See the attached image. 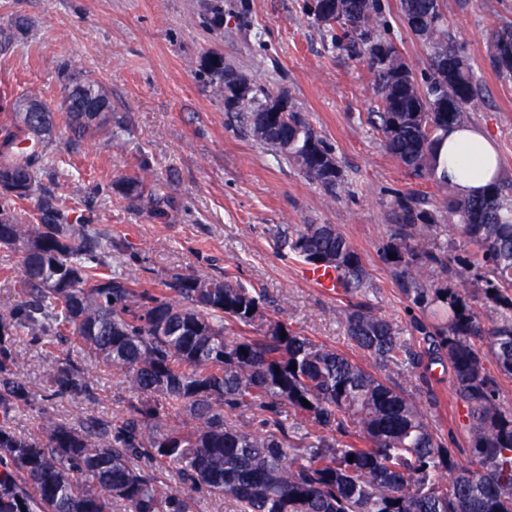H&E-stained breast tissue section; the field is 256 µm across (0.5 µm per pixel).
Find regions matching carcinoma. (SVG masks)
I'll list each match as a JSON object with an SVG mask.
<instances>
[{"label":"carcinoma","mask_w":512,"mask_h":512,"mask_svg":"<svg viewBox=\"0 0 512 512\" xmlns=\"http://www.w3.org/2000/svg\"><path fill=\"white\" fill-rule=\"evenodd\" d=\"M400 13L431 48L420 80L401 53H382L389 40L380 0H336V11L318 23L332 47L374 66L380 107L368 121L389 152L446 194L448 180L437 171L441 133L471 123L479 83L448 40L441 0H400ZM489 60L512 75V28L495 34ZM206 69L224 109L257 142L277 144L274 153L327 198L346 191L333 151L300 113L290 109L263 126L259 117L277 99L257 87L233 94L220 55ZM59 80L57 109L72 139L102 131L120 145L103 87L73 76L66 63ZM19 98L36 111L12 109L0 123V173L17 187L0 189V248L18 255L20 275L18 298L0 304V512H195L196 493L231 498L237 512H512V409L484 366L489 359L512 375V194L500 183L479 196L446 197L433 213L396 197L405 220L384 258L406 298L439 319L418 326L428 342L423 354L397 322L348 304L339 315L365 364L273 318L262 292L226 275L174 273L155 284L113 270L121 245L88 219L74 222L72 209L43 185L55 113L32 90ZM138 169L119 182L121 193L167 217L149 163ZM444 224L456 226L459 238L439 240ZM288 248L310 267L335 271L349 298L372 287L361 254L333 224L302 225ZM450 263L460 282L476 277L480 299L431 281ZM485 308L496 314L489 324ZM20 334L33 343L74 336L142 401L114 423L59 421L50 407L88 394L91 373L66 356L51 387H37L20 377ZM445 360L466 420L463 460L387 375ZM21 404L39 406V431L21 434L11 425ZM182 414L184 422H171ZM173 467L181 490L164 480Z\"/></svg>","instance_id":"carcinoma-1"}]
</instances>
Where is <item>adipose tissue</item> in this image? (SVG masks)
I'll return each mask as SVG.
<instances>
[{
    "label": "adipose tissue",
    "mask_w": 512,
    "mask_h": 512,
    "mask_svg": "<svg viewBox=\"0 0 512 512\" xmlns=\"http://www.w3.org/2000/svg\"><path fill=\"white\" fill-rule=\"evenodd\" d=\"M438 171L445 174L460 197L481 194L499 178L494 140L482 129H449L438 145Z\"/></svg>",
    "instance_id": "obj_1"
}]
</instances>
